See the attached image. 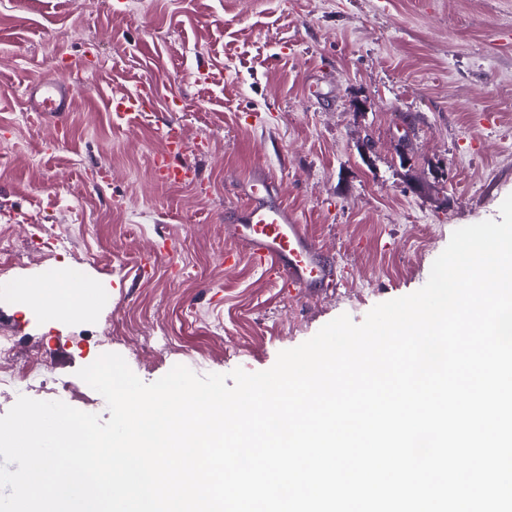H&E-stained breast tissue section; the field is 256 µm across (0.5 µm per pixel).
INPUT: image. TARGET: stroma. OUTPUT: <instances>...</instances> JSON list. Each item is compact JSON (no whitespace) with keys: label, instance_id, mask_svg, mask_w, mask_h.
<instances>
[{"label":"stroma","instance_id":"stroma-1","mask_svg":"<svg viewBox=\"0 0 512 512\" xmlns=\"http://www.w3.org/2000/svg\"><path fill=\"white\" fill-rule=\"evenodd\" d=\"M70 60L71 111H26V87ZM147 80L159 100L133 126L97 94ZM169 122L195 185L156 177ZM257 168L337 288L294 293L247 258L222 264L235 186ZM510 194L512 0H0V281L79 266L100 291L84 319L0 296V334L75 389L106 331L146 383L177 364L269 369L339 315L359 324L420 289L453 231L500 220ZM162 335L174 354L150 349Z\"/></svg>","mask_w":512,"mask_h":512}]
</instances>
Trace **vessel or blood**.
Segmentation results:
<instances>
[{
	"instance_id": "1",
	"label": "vessel or blood",
	"mask_w": 512,
	"mask_h": 512,
	"mask_svg": "<svg viewBox=\"0 0 512 512\" xmlns=\"http://www.w3.org/2000/svg\"><path fill=\"white\" fill-rule=\"evenodd\" d=\"M76 93V84L65 75L36 81L27 90L34 112L70 111ZM156 101L155 86L146 83L123 97L110 99L108 106L117 118L131 123L151 110ZM161 135L166 152L155 160L160 179L172 184H193L195 174L191 167L168 162L169 155L188 149L180 126L166 124ZM277 187L274 175L267 171L256 172L240 183L237 191L244 203L236 209L232 224L227 225V234L255 265L273 268L287 287L306 293L332 286L336 277L333 261L306 232L296 212L279 198Z\"/></svg>"
}]
</instances>
